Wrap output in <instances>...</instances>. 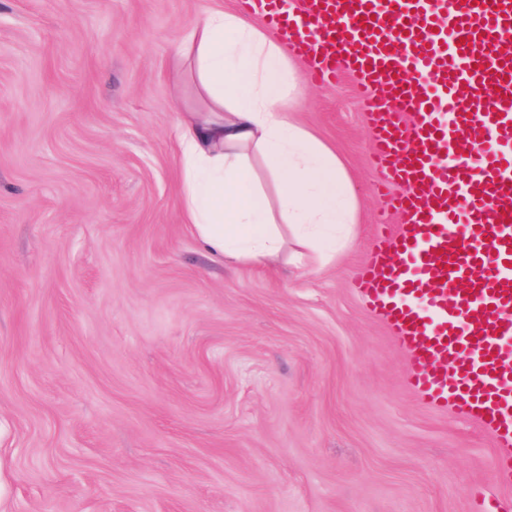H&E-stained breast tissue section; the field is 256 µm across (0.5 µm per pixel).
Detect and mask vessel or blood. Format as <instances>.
<instances>
[{
	"label": "vessel or blood",
	"mask_w": 512,
	"mask_h": 512,
	"mask_svg": "<svg viewBox=\"0 0 512 512\" xmlns=\"http://www.w3.org/2000/svg\"><path fill=\"white\" fill-rule=\"evenodd\" d=\"M240 2L306 79L355 75L384 216L354 286L410 391L480 423L512 479V0Z\"/></svg>",
	"instance_id": "obj_1"
}]
</instances>
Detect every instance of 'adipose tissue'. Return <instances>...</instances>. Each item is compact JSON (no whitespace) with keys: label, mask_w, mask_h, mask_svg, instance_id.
Instances as JSON below:
<instances>
[{"label":"adipose tissue","mask_w":512,"mask_h":512,"mask_svg":"<svg viewBox=\"0 0 512 512\" xmlns=\"http://www.w3.org/2000/svg\"><path fill=\"white\" fill-rule=\"evenodd\" d=\"M207 102L178 142L183 214L199 245L228 265L270 268L285 233L318 271L345 244L357 204L330 147L289 117L303 90L288 52L232 11H207L181 50Z\"/></svg>","instance_id":"obj_1"}]
</instances>
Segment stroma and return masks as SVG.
Masks as SVG:
<instances>
[{
	"label": "stroma",
	"mask_w": 512,
	"mask_h": 512,
	"mask_svg": "<svg viewBox=\"0 0 512 512\" xmlns=\"http://www.w3.org/2000/svg\"><path fill=\"white\" fill-rule=\"evenodd\" d=\"M218 7L0 0V512H512L354 288L380 200L351 75L292 115L358 194L335 260L231 266L185 224L178 50Z\"/></svg>",
	"instance_id": "35a3bbf8"
}]
</instances>
